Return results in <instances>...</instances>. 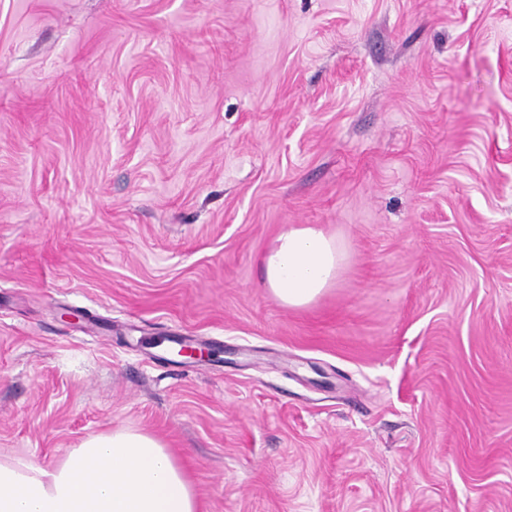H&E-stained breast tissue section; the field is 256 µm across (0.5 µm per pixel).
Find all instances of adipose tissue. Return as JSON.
Returning <instances> with one entry per match:
<instances>
[{"label": "adipose tissue", "instance_id": "adipose-tissue-1", "mask_svg": "<svg viewBox=\"0 0 512 512\" xmlns=\"http://www.w3.org/2000/svg\"><path fill=\"white\" fill-rule=\"evenodd\" d=\"M343 260L334 238L292 227L264 252L263 283L282 305L304 307L335 283ZM0 512H199V505L159 439L119 429L84 440L51 467L0 459Z\"/></svg>", "mask_w": 512, "mask_h": 512}]
</instances>
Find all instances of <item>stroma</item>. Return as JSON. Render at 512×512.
Listing matches in <instances>:
<instances>
[{
    "mask_svg": "<svg viewBox=\"0 0 512 512\" xmlns=\"http://www.w3.org/2000/svg\"><path fill=\"white\" fill-rule=\"evenodd\" d=\"M122 427L200 512H512V0H0V457ZM343 260L334 238L312 227H291L264 252L263 283L282 305L305 307L335 283Z\"/></svg>",
    "mask_w": 512,
    "mask_h": 512,
    "instance_id": "obj_1",
    "label": "stroma"
}]
</instances>
